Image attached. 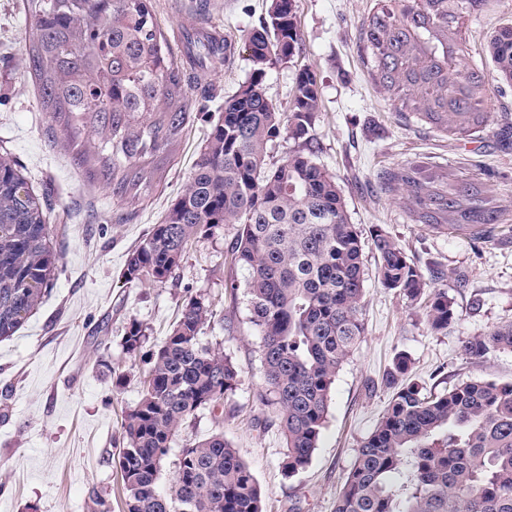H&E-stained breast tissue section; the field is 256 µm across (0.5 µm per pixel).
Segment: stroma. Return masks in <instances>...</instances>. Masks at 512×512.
Listing matches in <instances>:
<instances>
[{"label":"stroma","mask_w":512,"mask_h":512,"mask_svg":"<svg viewBox=\"0 0 512 512\" xmlns=\"http://www.w3.org/2000/svg\"><path fill=\"white\" fill-rule=\"evenodd\" d=\"M381 0H294L299 46L267 69L263 86L288 111L295 78L309 70L320 92L315 159L341 185L349 220L362 231L380 226L420 267L430 290L447 292L457 320L432 333L423 304L366 282L363 340L331 391L327 422L308 468L284 477L285 441L277 408L267 405L258 338L249 322L248 273L227 255L230 227L195 241L163 283L131 284L122 276L128 253L160 223L188 182L216 108L248 79L246 34L267 17L270 0H154L156 19L181 55L182 30L219 33L231 45L224 64L191 79L194 110L164 163V180L146 200L120 199L89 185L61 132L52 131L36 89L24 80L33 25L26 0H0V157L16 163L47 204L50 245L58 257L51 286L13 336L0 339V512H87L97 488L112 512H125L113 458L123 446L122 419L140 399V379L178 310L193 296L223 315L205 328L203 343L223 349L240 384L223 403L189 419L172 443L160 480L169 490L183 448L214 433L239 449L268 496L265 512H334L336 496L361 441L383 415L391 392L382 375L397 352L412 360L426 386L448 387L479 377L512 382V352L469 361L464 337L512 322V145L497 132L512 124V85L501 82L486 40L512 19V0H493L461 28L464 61L478 67L487 89L490 126L471 139L447 135L401 111L368 75L359 34ZM411 164L426 175L453 174L484 185L501 210L484 243L422 223L404 194L379 173ZM236 290H229L228 282ZM149 340L130 357L122 337L131 321Z\"/></svg>","instance_id":"obj_1"}]
</instances>
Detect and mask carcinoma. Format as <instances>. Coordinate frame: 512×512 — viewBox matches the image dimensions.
I'll return each instance as SVG.
<instances>
[{"mask_svg":"<svg viewBox=\"0 0 512 512\" xmlns=\"http://www.w3.org/2000/svg\"><path fill=\"white\" fill-rule=\"evenodd\" d=\"M34 35L26 64L41 107L66 135L76 159L112 195L139 197L141 168L183 132L189 76L155 20L154 0H26ZM489 0H412L381 5L363 24L369 75L402 106L453 135L490 122L485 81L462 64L461 20ZM247 37L251 74L219 106L192 176L165 218L128 254V283H162L189 246L223 226L236 228L230 259L249 272L250 323L259 339L268 402L278 408L286 452L284 476L304 471L325 426L332 386L365 334V237L349 222L336 178L317 163L311 131L320 108L314 76L295 79L289 112H280L262 81L267 42L280 32L293 55L300 35L293 0ZM411 15L428 23L417 45L396 34ZM187 57L203 68L230 46L212 35L186 34ZM486 52L512 83V22L496 27ZM105 137L97 152L79 136ZM287 135L295 146L270 160ZM390 191L405 187L412 211L427 224L483 238L498 211L475 183L422 182L415 172L381 174ZM378 278L411 303L427 288L421 270L385 230L369 231ZM57 256L43 205L10 161L0 158V338L12 336L41 302ZM214 305L191 297L152 353L141 398L121 423L120 464L126 512H264L265 492L237 448L216 433L182 449L170 490L159 487L171 443L187 420L233 394L239 373L230 358L202 343ZM427 324L448 331L456 318L445 292L426 302ZM147 342L133 321L122 348L135 356ZM512 351V323L468 336L462 355L477 360ZM400 352L383 377L392 396L358 448L335 512H512V383L472 378L440 392L411 375Z\"/></svg>","mask_w":512,"mask_h":512,"instance_id":"obj_1","label":"carcinoma"}]
</instances>
